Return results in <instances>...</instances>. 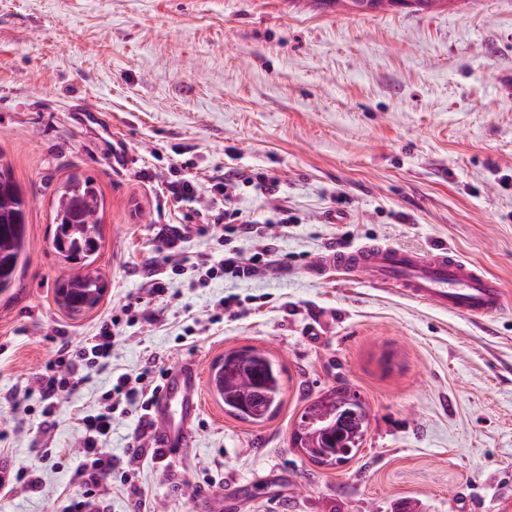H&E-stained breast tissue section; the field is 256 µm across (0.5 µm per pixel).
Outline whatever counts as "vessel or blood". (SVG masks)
Here are the masks:
<instances>
[{
    "instance_id": "b4317fda",
    "label": "vessel or blood",
    "mask_w": 512,
    "mask_h": 512,
    "mask_svg": "<svg viewBox=\"0 0 512 512\" xmlns=\"http://www.w3.org/2000/svg\"><path fill=\"white\" fill-rule=\"evenodd\" d=\"M316 267L358 272L378 285L400 289L412 300L470 318H491L512 298L498 277L446 248L422 251L363 243L328 250L318 257ZM202 384L196 363H182L169 373L151 408L158 425L156 447L178 453L192 445Z\"/></svg>"
}]
</instances>
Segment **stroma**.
I'll return each instance as SVG.
<instances>
[{
    "label": "stroma",
    "mask_w": 512,
    "mask_h": 512,
    "mask_svg": "<svg viewBox=\"0 0 512 512\" xmlns=\"http://www.w3.org/2000/svg\"><path fill=\"white\" fill-rule=\"evenodd\" d=\"M0 162L30 203L20 285L0 295V462L39 479L0 497V512H66L82 494L45 451L79 450L80 417L118 375L151 358L206 372L241 346L282 364L279 413L253 425L205 393L193 448L172 458L129 408L99 445L135 474L125 486L101 476L104 512H131L138 494L149 512H201L208 495L234 512H512V305L480 322L312 270L341 238L445 244L512 290V0L369 15L305 0H0ZM228 171L279 179L278 199L242 185L235 205L271 225L288 262L207 281L194 263L219 249ZM74 175L102 195L94 267L108 283L81 314L56 301L51 246ZM187 179L184 199L174 188ZM171 227L186 230L172 249L159 236ZM151 269L165 297L150 295ZM229 295L236 315L214 321ZM130 302L142 316L121 327L110 368L79 369L44 417L37 380L61 343ZM334 387L357 392L370 420L357 455L328 468L293 433Z\"/></svg>",
    "instance_id": "stroma-1"
}]
</instances>
